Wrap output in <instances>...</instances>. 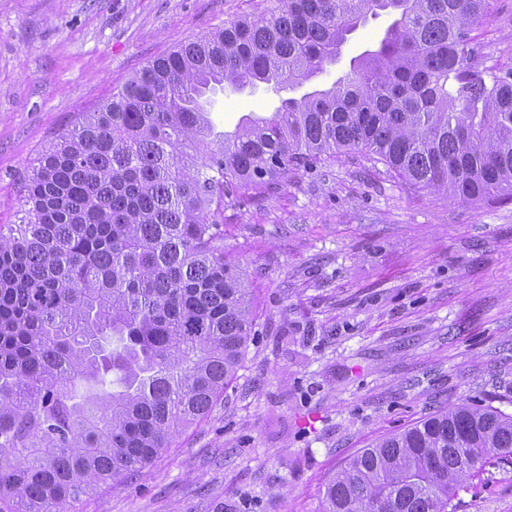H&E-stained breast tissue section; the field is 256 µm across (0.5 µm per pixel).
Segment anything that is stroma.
Listing matches in <instances>:
<instances>
[{"mask_svg": "<svg viewBox=\"0 0 512 512\" xmlns=\"http://www.w3.org/2000/svg\"><path fill=\"white\" fill-rule=\"evenodd\" d=\"M271 5L0 0V224L20 222L22 178L80 113L148 61ZM390 22L368 19L293 97L332 86ZM470 35L482 75L512 69V0H490ZM208 98L218 133L281 101L263 83ZM224 251L254 295L234 381L152 464L67 512H324L326 483L358 449L463 401L512 415V201L414 191L349 154L226 207ZM457 502L512 512V460H487Z\"/></svg>", "mask_w": 512, "mask_h": 512, "instance_id": "obj_1", "label": "stroma"}]
</instances>
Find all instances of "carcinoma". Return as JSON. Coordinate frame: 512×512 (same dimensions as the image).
<instances>
[{
	"mask_svg": "<svg viewBox=\"0 0 512 512\" xmlns=\"http://www.w3.org/2000/svg\"><path fill=\"white\" fill-rule=\"evenodd\" d=\"M489 0H274L132 73L60 133L0 225V504L65 512L118 484L207 415L254 329L224 255V207L291 169L360 151L415 189L512 200V70L484 78L470 25ZM377 48L327 90L211 137V86L302 85L368 17ZM512 415L462 402L360 449L325 512H455Z\"/></svg>",
	"mask_w": 512,
	"mask_h": 512,
	"instance_id": "cac0c4a2",
	"label": "carcinoma"
}]
</instances>
